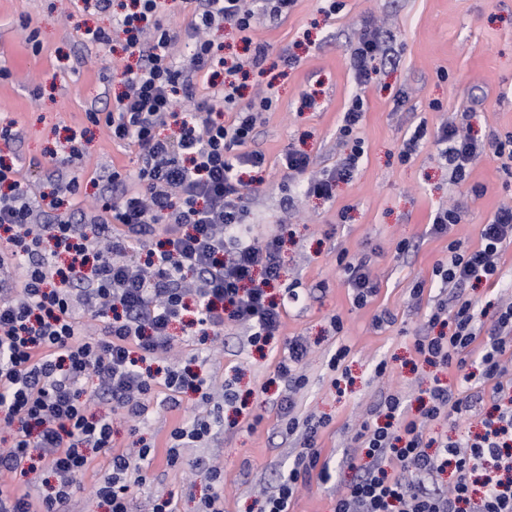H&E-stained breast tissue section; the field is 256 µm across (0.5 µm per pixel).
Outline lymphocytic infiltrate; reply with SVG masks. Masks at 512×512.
<instances>
[{"label": "lymphocytic infiltrate", "mask_w": 512, "mask_h": 512, "mask_svg": "<svg viewBox=\"0 0 512 512\" xmlns=\"http://www.w3.org/2000/svg\"><path fill=\"white\" fill-rule=\"evenodd\" d=\"M185 28L157 19L160 0H134L118 20L128 35L123 50L136 66L121 73L124 90L109 112H91L114 143L134 149L139 160L137 188L127 187L117 169L97 172L102 188L94 202L66 211L79 193L68 170L81 168L78 148L51 152L57 173L51 194L35 193L20 168L0 161V229L9 246L0 252V426L12 431L0 448V475L43 470L54 477L48 489L17 492L0 479V512H70L73 490L98 455L109 458L110 472L91 487L107 512H130L132 487L146 483L156 450L140 443L117 449L112 418L90 406L110 399L131 421L144 422L154 398L178 406V393L192 389L202 402L212 399V381L186 375L177 367L152 372V361L171 348L173 324L190 319L195 335L222 340L226 328L241 326L250 344L266 346L283 324L286 301L298 298L300 281H288L282 237L258 242L248 235L247 201L259 173L268 166L253 149L263 113L276 105L265 93L246 107L234 108V84L212 83L224 63L221 44L209 34L224 24L236 30L252 53L244 65L263 74L266 43L254 40L262 18L278 19L297 0H194ZM192 49L184 60L172 49L182 38ZM382 31L365 24L349 51L357 86L371 80L372 63L386 58ZM210 79L206 99L195 100V77ZM364 101L355 98L343 115L339 139L348 145L336 167L312 172L310 155L288 151L283 168L288 182L305 194L332 199L337 183L350 181L363 154L355 135ZM438 155L454 182H462L486 151L512 160V134L479 143L460 123L440 124ZM472 249L448 243L447 262L432 273L449 299L428 316L444 334L421 336L416 352L430 364L456 370L454 380L438 382L418 418L405 415L403 399L384 401L387 425L363 423L356 435L366 463L362 473L337 496L333 512H512V385L501 382V359L512 343V302L495 310L489 336H482L474 304L463 293L470 281L496 282L503 249L512 244V206L496 210L479 229ZM145 251L144 261L129 251ZM357 306L376 295L365 258L339 253ZM286 282L284 300L267 288ZM97 321L98 335L86 332ZM309 347L303 337L289 338L275 375L286 384L278 415L299 450L287 476L267 494L263 512H289L300 482L327 478L316 437L323 420L297 417L293 394ZM493 383L497 403L483 419V433L465 440L436 439L426 431L441 416H464L469 389ZM219 409L174 427L168 436L167 463L176 466L186 448H199L221 428ZM454 479L447 491L427 483L445 470Z\"/></svg>", "instance_id": "1"}]
</instances>
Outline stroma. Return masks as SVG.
I'll list each match as a JSON object with an SVG mask.
<instances>
[{
    "mask_svg": "<svg viewBox=\"0 0 512 512\" xmlns=\"http://www.w3.org/2000/svg\"><path fill=\"white\" fill-rule=\"evenodd\" d=\"M125 0H112L107 13L85 10L82 0H0V66L9 75L0 78V120L13 122L20 137L0 141V156L17 163L34 191L47 190L53 169L50 150L75 137L84 155L77 177L81 190L94 195L91 179L97 167L111 165L137 186L136 155L113 144L101 127L92 125L88 111L108 112L121 90L120 62L126 35L114 21ZM335 16H326L323 0H298L282 21L264 22L255 36L270 47L263 77L244 80L238 106L253 99L258 82H270L278 98L275 111L265 113L254 147L268 159L263 181L249 202V230L261 238L283 233V257L291 275L302 285L299 301L288 307L272 348L260 352L241 331L224 334L223 347L209 358L196 354V337L173 328L174 343L190 360L194 371L209 376L215 396L232 383L235 403L224 405L225 426L217 438L201 448L183 452L180 465L166 462L170 431L195 412H206L199 395L186 393L180 408L151 403L138 433L110 403L98 413L112 417L116 446L143 438L156 447L151 480L134 487L131 512H151L155 495H172L177 512H201L212 489L195 457L219 454L224 466V512H261L266 490L287 473L296 454L275 402L284 392L273 371L288 338L301 336L312 348L303 368L307 383L296 393L295 412L328 419L317 444L328 459L331 477H312L290 505V512H332L338 493L354 480L364 464L355 439L362 422L375 416L387 395L404 397L417 408L418 397L434 379L448 380L447 371L430 366L416 353L414 340L427 331V316L438 303L433 267L448 257L449 240L463 247L478 244V229L502 205H512V175L502 159L485 153L458 184L449 180L433 134L449 119L470 111L471 132L483 140L512 132V0H342ZM385 23L393 48L392 60L377 61V72L365 90H358L350 69L349 48L365 22ZM100 28L111 36L109 46L85 41V28ZM299 58L297 67L282 66V52ZM406 92L397 104V92ZM315 93L316 108L301 112L297 105L306 93ZM364 99L358 130L365 153L352 181L339 184L333 199L302 196L300 188L284 178L282 156L288 150L311 155L318 169L332 167L342 114L355 95ZM429 134L417 155L400 161L396 147L419 122ZM485 188L471 194L473 185ZM295 199L296 210L286 202ZM464 205L462 221L449 236L429 232L431 215L452 199ZM417 242L416 251L395 262L397 244ZM368 256L379 290L365 307H357L344 272L337 264L340 251ZM428 282L420 301L410 298L417 281ZM466 295L477 310L483 330H490L492 312L501 295L512 294V245L503 252L496 287L469 284ZM387 312L392 322L374 326L375 314ZM344 328L335 332L332 317ZM349 353L348 370L338 379L329 359L341 346ZM386 362L377 375L378 362ZM491 388L472 391L467 416H449L433 422V435L454 440L479 428L490 404Z\"/></svg>",
    "mask_w": 512,
    "mask_h": 512,
    "instance_id": "35a3bbf8",
    "label": "stroma"
}]
</instances>
